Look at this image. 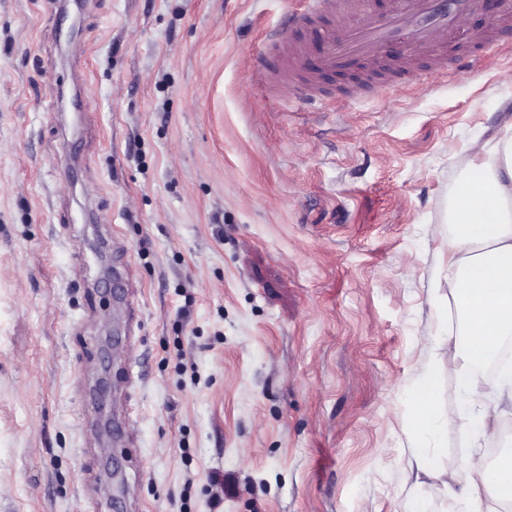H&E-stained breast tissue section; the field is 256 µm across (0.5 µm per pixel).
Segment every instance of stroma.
<instances>
[{
	"instance_id": "stroma-1",
	"label": "stroma",
	"mask_w": 512,
	"mask_h": 512,
	"mask_svg": "<svg viewBox=\"0 0 512 512\" xmlns=\"http://www.w3.org/2000/svg\"><path fill=\"white\" fill-rule=\"evenodd\" d=\"M296 6L0 0V512H465L409 472L473 453L416 428L427 371L459 400L419 338L456 323L448 207L512 34L309 112L250 83Z\"/></svg>"
}]
</instances>
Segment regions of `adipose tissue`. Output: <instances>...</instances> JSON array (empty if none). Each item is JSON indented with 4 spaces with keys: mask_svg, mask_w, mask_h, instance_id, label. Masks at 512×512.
<instances>
[{
    "mask_svg": "<svg viewBox=\"0 0 512 512\" xmlns=\"http://www.w3.org/2000/svg\"><path fill=\"white\" fill-rule=\"evenodd\" d=\"M468 176L448 212V298L459 313V328L442 337H421L423 347L446 343L458 361L461 402L454 415L472 413L477 439L499 441L502 424L512 416V363L500 366L496 383L480 379L476 367L495 361L504 337L512 336V116L490 140L468 145ZM439 382L422 376L416 423L435 437L445 426L436 405ZM501 462L485 464L481 454L444 473L449 491L465 500L468 512H489L488 502L512 506V448Z\"/></svg>",
    "mask_w": 512,
    "mask_h": 512,
    "instance_id": "obj_1",
    "label": "adipose tissue"
}]
</instances>
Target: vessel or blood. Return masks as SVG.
Segmentation results:
<instances>
[{
  "label": "vessel or blood",
  "instance_id": "vessel-or-blood-1",
  "mask_svg": "<svg viewBox=\"0 0 512 512\" xmlns=\"http://www.w3.org/2000/svg\"><path fill=\"white\" fill-rule=\"evenodd\" d=\"M487 0H302L292 20L309 29L301 42L286 44L281 31L269 41L278 50L273 67L258 66L251 73L256 85L274 83L289 99L304 101L311 111L320 107L321 76L348 64L365 73L390 79L428 61L434 70L445 68L449 50L460 58L481 57L491 51L500 33L512 29V0H503L494 22L485 27L466 25V18L485 12ZM341 19V26L320 30L326 18ZM318 51L316 70L304 73L305 54Z\"/></svg>",
  "mask_w": 512,
  "mask_h": 512
}]
</instances>
